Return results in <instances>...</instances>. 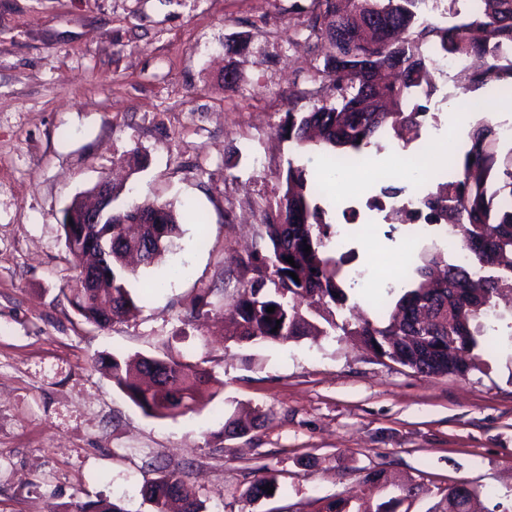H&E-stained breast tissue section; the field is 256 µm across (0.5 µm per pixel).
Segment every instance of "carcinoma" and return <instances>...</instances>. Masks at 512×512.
<instances>
[{
	"label": "carcinoma",
	"mask_w": 512,
	"mask_h": 512,
	"mask_svg": "<svg viewBox=\"0 0 512 512\" xmlns=\"http://www.w3.org/2000/svg\"><path fill=\"white\" fill-rule=\"evenodd\" d=\"M305 20L309 36L325 39L328 50L323 72L336 85V103L313 112H286L280 132L303 146L318 143L334 149L332 166L362 162L363 149L380 146L382 137L403 139L426 118L423 106H408L418 92L433 91L434 56L464 63L479 58L471 74L479 88L512 87V0H473L465 15L448 9L450 21H428L421 8L429 0H312ZM496 126L484 120L471 128L462 161L447 178L432 181V189L418 198L430 224L442 225L458 237L468 254V265L445 259L439 249L421 254L408 286L395 302L388 319L373 323L336 322V312L347 307L357 279L345 270L347 255L338 253L330 224L318 198L325 182L305 169L288 166L281 174L282 193L277 209L264 212L259 225L260 244L245 257L224 258L220 275L232 274L239 288L231 297L216 288H198L190 301L189 317L199 322L227 313L235 327L229 340L236 343H284L303 336H321L330 328L358 336L374 354L424 375L464 377L473 368L474 351L481 346L492 313L503 320L497 299L512 292V149L499 153ZM404 188L383 185L369 207L384 210V199ZM65 248L74 262L97 254L94 240L101 227L89 228L82 240L71 238L62 225ZM177 215L167 203H128L112 207V262L108 275L93 288L75 274L61 288L75 312L89 323L105 326L136 310L129 284L134 271L125 257L135 252L140 262H158L179 234ZM310 252H304L305 246ZM294 258L295 265L286 262ZM300 282H295L290 273ZM275 307L269 313L268 307ZM281 324H276V321ZM106 367L116 386L142 412L155 418H174L194 410L203 388L211 396L223 383L199 364L169 355L120 358L112 355ZM261 477L245 491L253 502L268 497ZM415 487H399L370 512H398ZM153 512H169V502L181 503L180 512H202L196 494L179 476L164 474L143 489Z\"/></svg>",
	"instance_id": "1"
}]
</instances>
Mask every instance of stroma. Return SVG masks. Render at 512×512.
<instances>
[{
	"label": "stroma",
	"mask_w": 512,
	"mask_h": 512,
	"mask_svg": "<svg viewBox=\"0 0 512 512\" xmlns=\"http://www.w3.org/2000/svg\"><path fill=\"white\" fill-rule=\"evenodd\" d=\"M311 0H0V512H94L102 501L152 512L144 485L182 475L205 512H325L368 501L369 472L417 486L409 512H431L466 482L480 512H512V326L484 336L464 378L426 376L375 358L335 332L283 344L225 341V322L184 326L195 289L225 286V256L249 248L262 209L294 164L332 156L296 146L286 112L335 103L323 39L302 23ZM233 84H225L227 72ZM428 116L409 144L383 142L389 164L358 189L327 187V223L348 224L351 269L372 277L353 299L370 319L391 301L392 271L424 249L453 256L439 226L414 235L368 202L383 174L433 148L432 169L461 160L448 126L512 124V95L466 89L460 70L433 72ZM112 177L127 199L172 204L181 234L139 267L150 292L107 329L81 320L61 292L74 274L61 220L71 201ZM163 353L205 367L224 388L175 418L145 415L113 383L107 355ZM259 409L249 434L227 417ZM274 496L247 501L257 478Z\"/></svg>",
	"instance_id": "obj_1"
}]
</instances>
